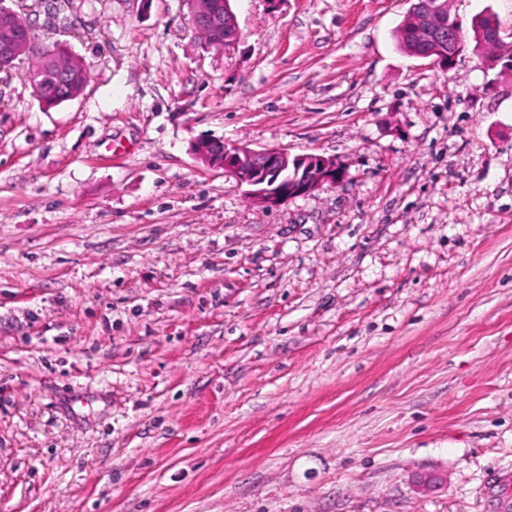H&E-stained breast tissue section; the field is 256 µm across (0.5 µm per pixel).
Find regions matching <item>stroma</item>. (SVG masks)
<instances>
[{
  "instance_id": "obj_1",
  "label": "stroma",
  "mask_w": 512,
  "mask_h": 512,
  "mask_svg": "<svg viewBox=\"0 0 512 512\" xmlns=\"http://www.w3.org/2000/svg\"><path fill=\"white\" fill-rule=\"evenodd\" d=\"M6 0L90 71L0 72V512H496L512 474V71L413 0ZM463 26L512 0H448ZM319 154L268 210L191 152ZM212 1L219 7L224 0ZM191 16L196 31L197 29L200 31L209 45L216 48H220L221 46L226 47L227 45L233 47L236 45L240 32L237 17L231 8L230 0L224 1V22L223 11L221 9H218L217 13L214 15V20L201 23L200 27L195 24L192 13ZM417 1L411 6V11L416 12V27L413 30L414 20L407 14L398 30L400 45L405 52L411 55L422 51L424 46L425 51L417 57L430 58L432 64L438 66L439 62L448 59L445 66L440 65L441 68H448L449 63L456 58L464 46V43L457 40L454 35L451 14L448 11L446 21L443 5L435 0Z\"/></svg>"
}]
</instances>
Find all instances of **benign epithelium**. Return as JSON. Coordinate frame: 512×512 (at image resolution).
I'll use <instances>...</instances> for the list:
<instances>
[{"instance_id": "7a95c632", "label": "benign epithelium", "mask_w": 512, "mask_h": 512, "mask_svg": "<svg viewBox=\"0 0 512 512\" xmlns=\"http://www.w3.org/2000/svg\"><path fill=\"white\" fill-rule=\"evenodd\" d=\"M444 6L436 0H417L411 6L416 13L414 33L425 47L421 58L437 65L453 61L463 50L464 43L456 39L451 21L446 19ZM16 11L0 0V57L8 62L29 48L32 31L30 21L15 17ZM237 17L230 0H224V45L235 46L239 39ZM56 82H70V71L63 57L54 49L45 51ZM196 159L209 167L221 169L224 176L250 187L249 199L263 208H273L288 200L312 193L319 187L343 181L342 165L333 157L305 154L295 157L277 149L254 150L243 144L215 146V141L198 139L192 145Z\"/></svg>"}]
</instances>
